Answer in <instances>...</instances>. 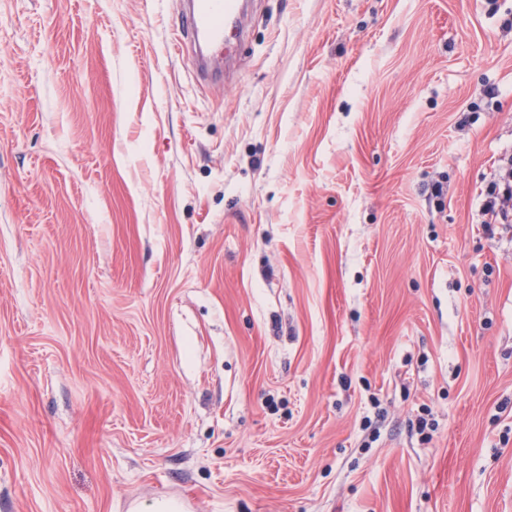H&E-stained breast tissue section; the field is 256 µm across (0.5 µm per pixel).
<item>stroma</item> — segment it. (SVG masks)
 Returning <instances> with one entry per match:
<instances>
[{"instance_id":"obj_1","label":"stroma","mask_w":512,"mask_h":512,"mask_svg":"<svg viewBox=\"0 0 512 512\" xmlns=\"http://www.w3.org/2000/svg\"><path fill=\"white\" fill-rule=\"evenodd\" d=\"M247 4L0 0V512H512V0ZM240 2L237 0H189L182 13L183 45L200 52L201 71L207 62L203 49L224 45L228 36L240 34ZM484 224L493 231L495 224L512 223V179L492 183L483 203Z\"/></svg>"}]
</instances>
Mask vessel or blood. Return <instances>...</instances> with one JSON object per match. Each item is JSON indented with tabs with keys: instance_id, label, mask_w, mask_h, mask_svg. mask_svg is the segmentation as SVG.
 I'll return each instance as SVG.
<instances>
[{
	"instance_id": "1",
	"label": "vessel or blood",
	"mask_w": 512,
	"mask_h": 512,
	"mask_svg": "<svg viewBox=\"0 0 512 512\" xmlns=\"http://www.w3.org/2000/svg\"><path fill=\"white\" fill-rule=\"evenodd\" d=\"M239 0H187L180 33L184 46L215 49L240 32Z\"/></svg>"
}]
</instances>
